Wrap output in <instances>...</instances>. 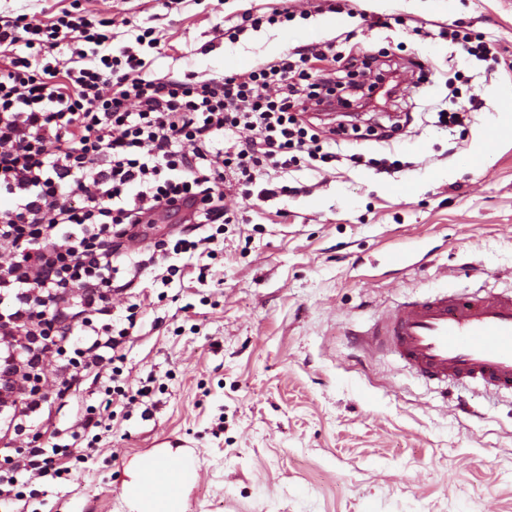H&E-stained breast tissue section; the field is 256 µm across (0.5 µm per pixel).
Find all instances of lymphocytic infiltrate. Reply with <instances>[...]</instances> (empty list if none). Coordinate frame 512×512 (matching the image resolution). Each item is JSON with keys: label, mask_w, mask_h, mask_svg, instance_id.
<instances>
[{"label": "lymphocytic infiltrate", "mask_w": 512, "mask_h": 512, "mask_svg": "<svg viewBox=\"0 0 512 512\" xmlns=\"http://www.w3.org/2000/svg\"><path fill=\"white\" fill-rule=\"evenodd\" d=\"M114 24L78 7L45 20L0 16V194L12 200L0 210V330L28 339L0 355V376L27 374L26 389L0 398V432L79 397L85 376L124 360L136 312L114 335L97 333L93 318L108 308L120 240L135 237L146 213L197 203L191 219L210 234L190 240L174 229L146 248L210 252L239 221L224 188L307 159L331 162L323 145L346 132L309 117L347 105L336 81L310 68L342 38L218 79H147L139 55L109 52ZM48 359L59 370L46 393ZM112 418L91 408L69 427V443L12 449L0 459V502L26 512L35 485L69 480Z\"/></svg>", "instance_id": "lymphocytic-infiltrate-1"}]
</instances>
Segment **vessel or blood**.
I'll return each instance as SVG.
<instances>
[{"mask_svg":"<svg viewBox=\"0 0 512 512\" xmlns=\"http://www.w3.org/2000/svg\"><path fill=\"white\" fill-rule=\"evenodd\" d=\"M358 345L427 383L512 390V293L439 290L382 310Z\"/></svg>","mask_w":512,"mask_h":512,"instance_id":"b4317fda","label":"vessel or blood"}]
</instances>
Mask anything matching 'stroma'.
I'll return each instance as SVG.
<instances>
[{"mask_svg": "<svg viewBox=\"0 0 512 512\" xmlns=\"http://www.w3.org/2000/svg\"><path fill=\"white\" fill-rule=\"evenodd\" d=\"M318 4L293 0L292 21L232 44L222 29L279 0H92L118 20L111 50L138 49L146 78H219L346 35L372 70L400 75L401 100L375 122H410L391 140L347 133L331 163L225 191L244 220L225 225L216 259L163 265L124 250L117 280L134 263L136 283L112 292L94 324L121 329L137 306L123 376L134 389L158 379L152 407L116 417L72 480L32 499L30 512H134L125 488L136 462L176 452L195 468L183 512H512V394L426 384L353 342L383 305L444 287L512 290V125L499 119L512 95V0H353L337 15ZM366 13L403 22L372 29ZM442 27L493 43L496 59L436 38ZM147 28L157 49L135 41ZM454 75L480 107L447 129L437 112L452 107ZM479 144L486 158L470 164ZM270 183L289 191L259 198ZM105 400L86 379L80 399L0 448L47 442L51 426Z\"/></svg>", "mask_w": 512, "mask_h": 512, "instance_id": "stroma-1", "label": "stroma"}]
</instances>
